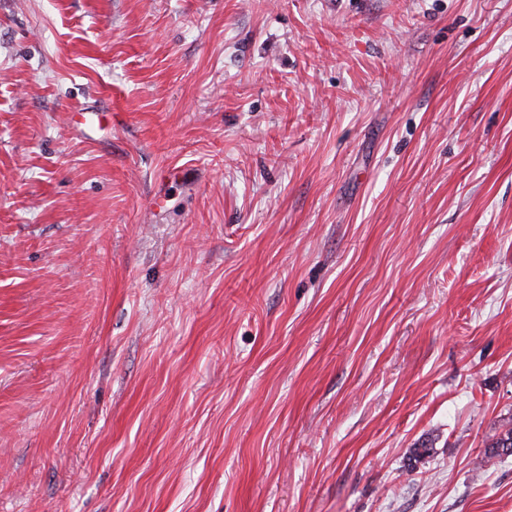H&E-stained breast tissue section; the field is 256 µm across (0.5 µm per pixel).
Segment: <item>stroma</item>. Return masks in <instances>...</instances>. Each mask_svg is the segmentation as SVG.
<instances>
[{
  "label": "stroma",
  "instance_id": "obj_1",
  "mask_svg": "<svg viewBox=\"0 0 512 512\" xmlns=\"http://www.w3.org/2000/svg\"><path fill=\"white\" fill-rule=\"evenodd\" d=\"M511 425L512 0H0V512H512Z\"/></svg>",
  "mask_w": 512,
  "mask_h": 512
}]
</instances>
